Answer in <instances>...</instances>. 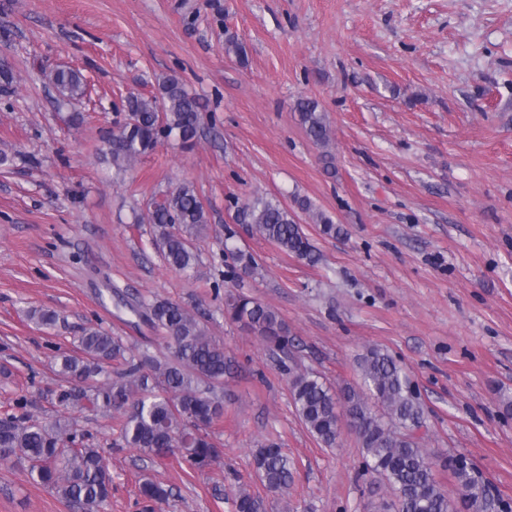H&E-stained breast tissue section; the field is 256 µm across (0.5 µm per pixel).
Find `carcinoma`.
<instances>
[{
	"mask_svg": "<svg viewBox=\"0 0 512 512\" xmlns=\"http://www.w3.org/2000/svg\"><path fill=\"white\" fill-rule=\"evenodd\" d=\"M58 91V111L81 101L87 80L75 69L50 74ZM124 111L133 122L103 137L105 159L122 174L164 140L193 146L201 123L198 99L175 75L158 82L157 93L126 97ZM301 126L317 146L332 143L331 127L317 102L296 104ZM295 205L309 214L330 236L341 233L332 217L314 208L310 199ZM155 226V245L167 265L189 272L199 263L195 242L206 234L209 213L193 185L181 183L168 191L146 216ZM235 221L249 231L309 263L317 261L301 224L279 200L256 193L235 205ZM230 275H250L257 262L250 253H235ZM224 316L246 328L269 349L288 355L293 338L288 323L268 305L244 294L224 296ZM144 319L162 333L165 353L142 349L130 355L121 339L100 327L83 329L77 353H61L56 375L64 382H92L76 395L59 387V406L84 399L93 411L113 414L112 447L139 448L165 457L175 451L191 470L202 471L219 462L223 449L209 432L224 418L218 389L230 360L224 345L209 333L201 317L183 305L156 299L144 305ZM361 385L331 387L308 370L286 368L292 403L300 420L323 446L336 445L343 416L358 435L364 470L381 478L391 491L394 512H512V502L493 491L492 483L462 456L450 455L444 465L454 477V490L434 475L437 456L422 447L417 431L424 408L408 375L389 354L369 348L359 357ZM256 474L270 493L287 489L294 478V462L278 443L253 452ZM0 465H24L33 480L58 493L80 512H100L112 497V474L104 451L85 442L73 424L62 419L38 421L28 413L6 412L0 419ZM138 494L148 512L165 502L169 490L144 480ZM263 500L245 490L234 501L235 512H263Z\"/></svg>",
	"mask_w": 512,
	"mask_h": 512,
	"instance_id": "cac0c4a2",
	"label": "carcinoma"
}]
</instances>
